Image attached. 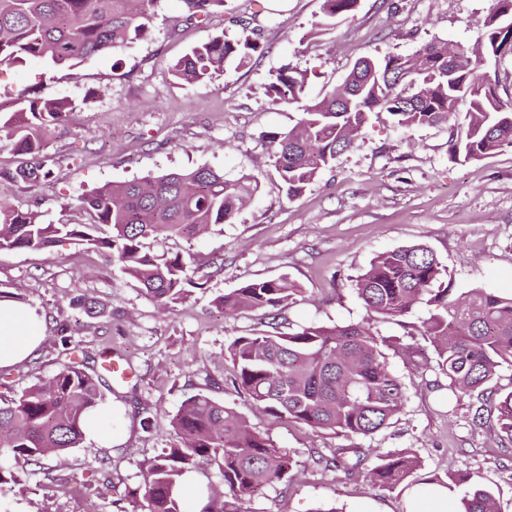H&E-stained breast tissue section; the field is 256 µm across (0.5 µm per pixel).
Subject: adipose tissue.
<instances>
[{
	"instance_id": "obj_1",
	"label": "adipose tissue",
	"mask_w": 512,
	"mask_h": 512,
	"mask_svg": "<svg viewBox=\"0 0 512 512\" xmlns=\"http://www.w3.org/2000/svg\"><path fill=\"white\" fill-rule=\"evenodd\" d=\"M43 319L31 307L7 305L0 308V368L27 359L44 336Z\"/></svg>"
}]
</instances>
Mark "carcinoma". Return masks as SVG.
I'll return each instance as SVG.
<instances>
[{
  "mask_svg": "<svg viewBox=\"0 0 512 512\" xmlns=\"http://www.w3.org/2000/svg\"><path fill=\"white\" fill-rule=\"evenodd\" d=\"M158 0H0V65L28 58L75 68L95 54L143 37ZM201 20L224 0H183ZM359 0H324L325 15L353 14ZM484 39L476 44L432 41L413 55L362 56L339 86L307 105L296 124L270 136L275 167L288 198L299 196L349 148L369 114L385 112L401 127L456 121L448 140L450 159L479 160L512 146V104L503 103L495 85L479 73L486 57L512 55V0H492L482 21ZM249 38L235 42L214 36L191 48L170 66L189 83L204 82L224 64L248 58ZM308 75L278 71L266 86L275 103L291 104L304 94ZM469 102L467 112L459 103ZM20 110L0 114V148L23 161L0 168V180L31 187L51 175L42 153L52 133L69 121L71 107L55 97H19ZM254 176L228 180L210 167L189 172L105 184L76 200L83 222H47L37 210L19 211L0 201V250L46 251L62 240L108 253L135 279L147 300L162 311L207 287L208 268L179 252L154 249L170 240L201 236L231 221L258 190ZM444 265L428 247L402 246L377 255L355 283L367 319L345 325L311 324L297 332L257 330L235 336L227 347L230 380L260 413L314 431L370 438L392 424L407 400L405 386L390 369L388 340L373 331L377 317L407 326L420 304L430 316L415 330L434 348L436 371L453 396L495 400L497 421L512 441V390L494 385L500 368L512 367V295L483 289L457 294L445 280ZM302 293L286 278L246 281L214 299L226 316L254 309L274 312ZM76 305L101 316L104 305L81 295ZM102 377L77 361L64 363L50 377L0 401V486L16 482L21 469L36 475L45 460L77 448L89 415L105 407ZM169 447L143 460L147 512H191L180 495L184 477L206 464L222 482L206 487L200 512H238L229 505L257 490L288 479L296 462L271 437L253 428L234 408L197 393L172 419ZM373 459L368 478L391 490L421 467L410 449L381 453L361 446L337 448L315 463L351 476ZM466 484L461 512H498L494 495L473 476L446 484Z\"/></svg>",
  "mask_w": 512,
  "mask_h": 512,
  "instance_id": "carcinoma-1",
  "label": "carcinoma"
}]
</instances>
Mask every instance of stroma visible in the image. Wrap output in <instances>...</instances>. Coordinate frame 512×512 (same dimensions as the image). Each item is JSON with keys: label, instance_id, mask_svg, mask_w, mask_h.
<instances>
[{"label": "stroma", "instance_id": "obj_1", "mask_svg": "<svg viewBox=\"0 0 512 512\" xmlns=\"http://www.w3.org/2000/svg\"><path fill=\"white\" fill-rule=\"evenodd\" d=\"M324 0H225L207 21L189 19L183 0H159L147 36L92 56L77 68L43 60L0 65V113L19 108L18 96L66 99L68 125L43 154L53 178L37 186L0 182V199L21 210L40 208L46 220L77 218L76 199L107 183L209 166L235 179L252 175L259 189L227 224L171 250L215 264L207 287L174 311L160 312L137 283L106 255L63 242L52 251L0 250V286L20 287L44 320L36 354L16 364L22 384L54 374L70 353L56 334L70 321L71 341L88 368L101 370L99 350L130 368L123 382L104 387L106 426L123 439L112 447L84 440L51 458L50 475L21 471L0 487V512H144L130 490L143 483L141 462L167 446L171 419L183 401L205 391L290 450L297 466L288 483L264 487L237 502L238 512H406L407 496L430 481L469 473L512 512V443L492 401L456 399L436 388L435 352L394 322L380 335L414 348L390 355L406 387L404 410L386 429L355 441L330 431L270 423L228 383L224 355L232 337L264 329L263 310L224 317L216 295L246 280L285 277L302 293L284 305L280 331L310 324L361 320L356 278L380 253L407 245L429 247L446 266L453 288L512 294V147L468 162L451 160L450 127L397 126L370 114L361 138L296 198H288L267 136L288 131L305 105L343 82L362 56L413 54L431 41H481L490 0H360L357 11L325 26ZM251 27L258 48L246 63L226 62L212 80L187 84L169 66L215 35L234 41ZM304 71L301 102L277 104L266 94L272 74ZM95 297L104 316L88 317L73 300ZM152 412L142 431L139 408ZM412 449L421 466L392 490L371 486L364 473L347 476L317 465L334 449L355 445Z\"/></svg>", "mask_w": 512, "mask_h": 512}]
</instances>
